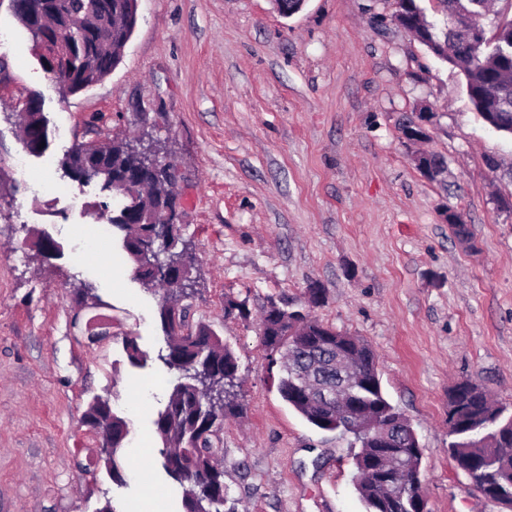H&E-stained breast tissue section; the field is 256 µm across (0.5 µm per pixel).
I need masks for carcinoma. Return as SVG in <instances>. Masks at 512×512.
Instances as JSON below:
<instances>
[{
    "label": "carcinoma",
    "instance_id": "cac0c4a2",
    "mask_svg": "<svg viewBox=\"0 0 512 512\" xmlns=\"http://www.w3.org/2000/svg\"><path fill=\"white\" fill-rule=\"evenodd\" d=\"M38 8L40 16L33 19L28 12L16 14L18 21L39 42L55 35L62 37L59 50L49 71L60 82L62 94L88 89L107 76L121 60L117 45L127 44L137 23V0H27ZM452 26L437 31L430 29L428 49L458 68L466 80L467 94L481 118L495 130L512 134V19L496 14L493 34L482 33L483 43L471 60L458 57L454 50ZM24 134L35 131L48 136V120L41 111L23 116ZM130 140L115 136L104 145L95 140L76 143L62 160L71 173L97 181L101 190L117 198L116 209L107 221L114 227L131 225L132 238L123 241V249L134 264L135 278L148 289L161 281L156 277L159 260L177 262L191 252L189 241L183 239L181 224H160L158 216L175 202V183L159 171L153 175V198L149 206H133L134 195L141 193L138 175L149 165L147 158L131 151ZM166 294L159 302V318L164 333L165 350L157 359L169 371L179 374L168 394L166 404L152 419V426L162 448L160 466L167 477L180 488L176 512H237L236 499L224 482V466L214 457L210 438L212 426L224 425L229 418L243 414L238 401L239 364L234 351L210 326L192 325L187 307L175 309L171 302L186 297L182 288L164 284ZM307 333L298 334L294 311L286 300L272 302L260 323L263 345L274 352L288 345L290 366L281 369L278 390L282 399L311 425L324 431H348L349 418L336 419L323 404H307L299 394L295 373L309 371L310 379L322 388L335 389L343 369L336 363V329L310 317ZM367 383L359 391L362 409L390 420L400 421L397 437L404 447L416 446L413 426L400 420L401 414L386 399L377 371L374 354L364 341H358ZM123 348L131 366L143 368L148 355L135 336L123 338ZM497 407L491 419L478 416L470 400L457 409L448 421L452 437L448 452L451 457L477 456L484 461L481 474L494 479L496 490L512 491V450L499 451L481 439L493 427H512V414ZM82 424L92 430L94 439L108 437L112 448L104 449L102 461L112 480L125 483L117 452L129 435L127 421L113 412L109 400L94 398L82 415ZM397 466L411 474L421 475L422 452H402ZM367 512H413V497L400 485L381 493L365 482H354Z\"/></svg>",
    "mask_w": 512,
    "mask_h": 512
}]
</instances>
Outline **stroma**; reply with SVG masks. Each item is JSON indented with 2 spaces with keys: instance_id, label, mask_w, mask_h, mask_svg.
<instances>
[{
  "instance_id": "1",
  "label": "stroma",
  "mask_w": 512,
  "mask_h": 512,
  "mask_svg": "<svg viewBox=\"0 0 512 512\" xmlns=\"http://www.w3.org/2000/svg\"><path fill=\"white\" fill-rule=\"evenodd\" d=\"M396 0H138L118 66L74 95L41 65L0 0V512H166L151 421L176 380L158 361L160 296L134 276L122 234L96 236L106 195L61 165L78 141L149 136L177 173L196 256L191 323L235 352L244 415L224 425L238 512H365L349 437L281 398L259 336L270 303H305L365 340L388 401L423 453L430 512H496L448 453V392L467 380L512 412V136L478 114L463 74L392 21ZM34 97L49 147L28 153L17 106ZM423 121L409 143L405 120ZM443 158L429 177L415 152ZM497 171H490L488 160ZM460 213L461 242L447 215ZM60 248L43 260L36 240ZM97 308L77 310L79 286ZM245 303L249 318L225 315ZM109 336L91 341L87 318ZM145 367H132L124 334ZM130 423L117 485L81 423L93 398Z\"/></svg>"
}]
</instances>
